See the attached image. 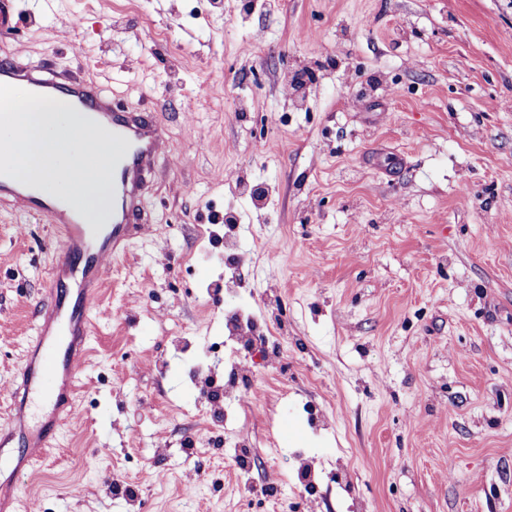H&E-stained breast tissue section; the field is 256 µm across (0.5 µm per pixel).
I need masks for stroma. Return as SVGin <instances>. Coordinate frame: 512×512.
Returning <instances> with one entry per match:
<instances>
[{"mask_svg": "<svg viewBox=\"0 0 512 512\" xmlns=\"http://www.w3.org/2000/svg\"><path fill=\"white\" fill-rule=\"evenodd\" d=\"M1 13L0 64L74 72L168 140L73 411L30 463L11 406L55 236L0 204V512H512V0ZM228 303L276 334L240 350L251 405L199 397Z\"/></svg>", "mask_w": 512, "mask_h": 512, "instance_id": "35a3bbf8", "label": "stroma"}]
</instances>
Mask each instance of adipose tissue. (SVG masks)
Wrapping results in <instances>:
<instances>
[{"mask_svg":"<svg viewBox=\"0 0 512 512\" xmlns=\"http://www.w3.org/2000/svg\"><path fill=\"white\" fill-rule=\"evenodd\" d=\"M84 113L68 110L52 98H30L21 109L0 118V140L9 142L11 179L28 185L55 186L61 197L72 199L95 223L112 219V183L103 166L74 173L56 164L58 132L61 127L84 125Z\"/></svg>","mask_w":512,"mask_h":512,"instance_id":"ef3b65f1","label":"adipose tissue"}]
</instances>
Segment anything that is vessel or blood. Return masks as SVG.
Wrapping results in <instances>:
<instances>
[{
    "mask_svg": "<svg viewBox=\"0 0 512 512\" xmlns=\"http://www.w3.org/2000/svg\"><path fill=\"white\" fill-rule=\"evenodd\" d=\"M33 93L64 96L74 110L90 116L84 132L64 137L63 153L75 169L91 163L80 149L88 136L103 130L112 142L111 152L101 158L112 178V221L103 226L85 223L76 209L58 205L49 189L34 193L0 177V198L46 217L58 239L49 277L53 294L41 312L43 322L33 342L36 355L18 370L15 402L23 406L41 395L59 406L61 390L77 389L78 365L90 335L89 311L104 280L106 259L118 256L128 241L149 229L144 197L166 144V129L114 102L97 84L58 81L38 63L0 66V108L23 107Z\"/></svg>",
    "mask_w": 512,
    "mask_h": 512,
    "instance_id": "vessel-or-blood-1",
    "label": "vessel or blood"
}]
</instances>
